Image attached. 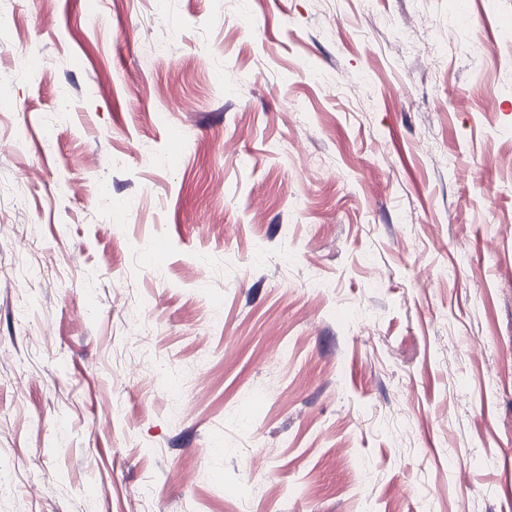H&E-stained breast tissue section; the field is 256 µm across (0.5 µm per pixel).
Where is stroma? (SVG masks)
Instances as JSON below:
<instances>
[{
	"label": "stroma",
	"instance_id": "1",
	"mask_svg": "<svg viewBox=\"0 0 512 512\" xmlns=\"http://www.w3.org/2000/svg\"><path fill=\"white\" fill-rule=\"evenodd\" d=\"M0 16V512H512V0Z\"/></svg>",
	"mask_w": 512,
	"mask_h": 512
}]
</instances>
